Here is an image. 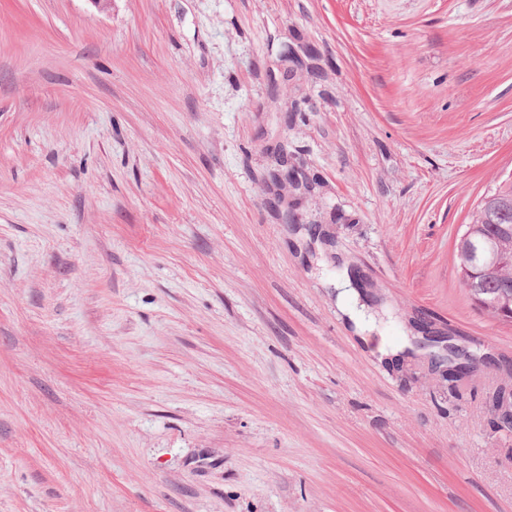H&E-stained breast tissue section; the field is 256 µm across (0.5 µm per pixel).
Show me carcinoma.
<instances>
[{"mask_svg":"<svg viewBox=\"0 0 512 512\" xmlns=\"http://www.w3.org/2000/svg\"><path fill=\"white\" fill-rule=\"evenodd\" d=\"M471 244L491 242L496 246L512 244V179L502 181L485 197L471 216L469 222ZM471 299H484L505 303L502 283L498 274L484 273L478 280V287L468 289Z\"/></svg>","mask_w":512,"mask_h":512,"instance_id":"obj_1","label":"carcinoma"}]
</instances>
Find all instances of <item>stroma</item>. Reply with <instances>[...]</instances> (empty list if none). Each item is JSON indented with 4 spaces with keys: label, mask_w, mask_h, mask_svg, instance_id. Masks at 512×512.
I'll use <instances>...</instances> for the list:
<instances>
[{
    "label": "stroma",
    "mask_w": 512,
    "mask_h": 512,
    "mask_svg": "<svg viewBox=\"0 0 512 512\" xmlns=\"http://www.w3.org/2000/svg\"><path fill=\"white\" fill-rule=\"evenodd\" d=\"M510 175L512 0H0V512H512ZM471 231V244L461 245L459 239L456 244L455 260L457 268L468 265L471 260V248L473 244H495L497 249H485L474 251V263L470 268H464L460 273L468 284H472L481 267L490 266L497 269L505 282H512V258L505 248L511 244L512 252V179L503 180L492 194L481 200L469 222ZM462 284L464 288H466L470 298L476 305H478L476 297L484 300H489L490 302H496V300H499L500 303H505L507 294H502L501 288H503V286L497 273H484L478 280V288L471 289L468 288V285L466 283L462 282ZM479 307L482 308L481 306Z\"/></svg>",
    "instance_id": "stroma-1"
}]
</instances>
